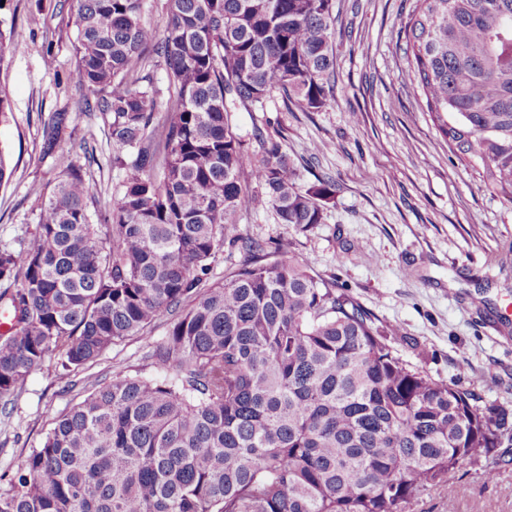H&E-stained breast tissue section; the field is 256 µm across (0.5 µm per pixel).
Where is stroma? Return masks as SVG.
<instances>
[{
	"instance_id": "1",
	"label": "stroma",
	"mask_w": 512,
	"mask_h": 512,
	"mask_svg": "<svg viewBox=\"0 0 512 512\" xmlns=\"http://www.w3.org/2000/svg\"><path fill=\"white\" fill-rule=\"evenodd\" d=\"M415 0H334L333 93L316 112L273 93L263 111L237 107L234 132L276 138L302 165L305 183L333 179L321 224L299 232L276 223L249 172L243 236L308 258L316 278L336 285L380 324L403 330L395 347L431 375L459 380L512 409V203L488 191L479 161L458 158L417 95L404 25ZM75 0H0V30H21L22 49L0 56V152L12 172L0 187V249L32 246L37 192L51 191L68 163L91 186L88 210L104 223L122 195L125 168L114 165L111 115L86 112L68 76ZM63 114L57 145L45 154L51 119ZM168 330L158 320L143 335L110 347L70 377L46 362L18 396L0 400V478L14 476L54 420L116 369L149 377L148 354ZM483 464L452 473L455 492L430 493L414 512H512V454L493 481Z\"/></svg>"
}]
</instances>
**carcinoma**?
<instances>
[{"instance_id": "carcinoma-1", "label": "carcinoma", "mask_w": 512, "mask_h": 512, "mask_svg": "<svg viewBox=\"0 0 512 512\" xmlns=\"http://www.w3.org/2000/svg\"><path fill=\"white\" fill-rule=\"evenodd\" d=\"M162 29L141 0H76L77 89L137 151L110 223L70 163L40 194L30 248L0 250V398L55 359L70 371L176 316L150 359L60 416L23 460L0 512H412L449 475L512 452V412L435 378L393 347L397 325L309 274V261L242 237L248 169L276 221L322 223L330 178L302 171L259 131L229 125L275 91L305 112L331 95L333 0H170ZM413 85L460 157L512 203V0H416L405 26ZM163 59L175 100L130 79ZM453 122H448V115ZM244 263L205 287L224 244Z\"/></svg>"}]
</instances>
